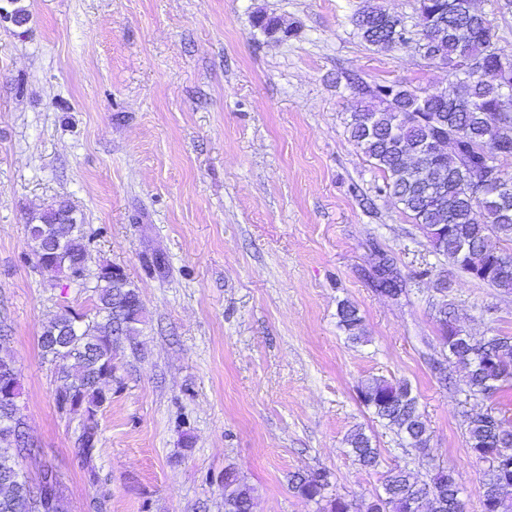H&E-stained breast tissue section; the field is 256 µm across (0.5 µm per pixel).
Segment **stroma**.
<instances>
[{
  "label": "stroma",
  "instance_id": "35a3bbf8",
  "mask_svg": "<svg viewBox=\"0 0 512 512\" xmlns=\"http://www.w3.org/2000/svg\"><path fill=\"white\" fill-rule=\"evenodd\" d=\"M363 2L24 0L28 23L0 27V319L40 448L28 476L55 469L69 512H224L229 465L254 512H315L288 488L296 472L329 470L332 493L365 504L388 470L423 479L435 465L454 470L464 512H481L476 401L437 312L477 339L512 336V293L436 255L350 140L351 80L448 85L447 65L367 45L352 22ZM62 196L94 237L89 275L122 267L146 309L141 350L122 345L98 413L97 484L37 345L57 311L90 305L49 281L27 236L29 211ZM378 250L407 281L398 298L369 283ZM344 300L367 342L339 328ZM371 376L410 383L426 451L360 403ZM358 427L378 468L348 452Z\"/></svg>",
  "mask_w": 512,
  "mask_h": 512
}]
</instances>
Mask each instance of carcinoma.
Masks as SVG:
<instances>
[{"label": "carcinoma", "instance_id": "carcinoma-1", "mask_svg": "<svg viewBox=\"0 0 512 512\" xmlns=\"http://www.w3.org/2000/svg\"><path fill=\"white\" fill-rule=\"evenodd\" d=\"M418 36L425 40L424 59L450 64L464 58L475 68L452 74L448 90L413 89L400 83L351 82L360 106L350 115V139L382 174L381 190L390 194L426 234L435 253L460 271L493 288L512 293V252L496 250L491 238L512 242V197L490 204L492 188L476 176L500 157H512V59L502 65L493 26L482 24L484 13L472 0H419ZM400 17L367 3L354 16L362 40L381 51L409 45L395 36ZM448 141V152L432 154L433 142ZM483 212V220L477 213ZM26 231L32 252L49 280L69 279L71 268L88 260L90 238L75 207L67 200L29 212ZM110 263L99 267L90 307H66L46 321L38 336L41 357L51 364L59 386L58 411L81 419L75 453L98 482L93 455L98 443L100 409L111 399L116 352L129 342L138 351L139 325L145 311L139 292L126 275L112 281ZM439 341L465 372L468 396L502 399L512 390V336L475 341L464 336L440 310ZM339 326L353 342L365 335L359 309L338 304ZM11 336L0 325V512H67L52 480L35 484L18 478L22 459L35 454L24 417L14 398L22 395L19 371L10 347ZM357 397L377 418L404 438L408 447H428L429 434L417 397L405 380L371 377L357 388ZM347 445L364 468L379 465L380 452L361 429L347 436ZM468 445L488 463L482 512H512V430L494 411L468 416ZM289 485L314 503L316 512H359L356 503L329 493L331 473H295ZM377 512H457L459 485L454 472L440 468L427 481L403 469L387 471ZM255 488L232 466L224 468V512H253Z\"/></svg>", "mask_w": 512, "mask_h": 512}]
</instances>
